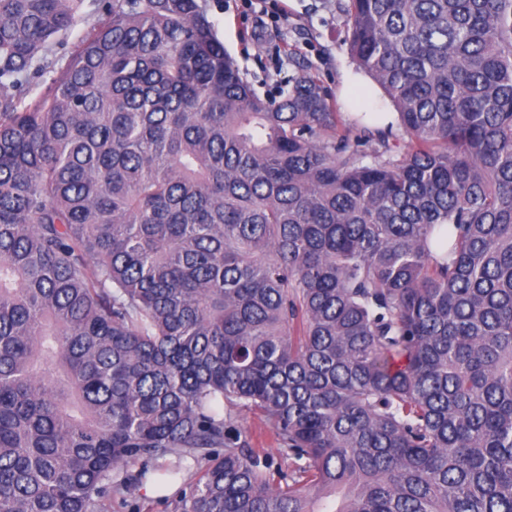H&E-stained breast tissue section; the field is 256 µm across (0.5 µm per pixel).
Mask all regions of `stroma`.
<instances>
[{
	"label": "stroma",
	"instance_id": "1",
	"mask_svg": "<svg viewBox=\"0 0 512 512\" xmlns=\"http://www.w3.org/2000/svg\"><path fill=\"white\" fill-rule=\"evenodd\" d=\"M344 2L278 0L274 19L264 15V0H209V17L259 95L274 91L297 64L331 87L342 112L343 77L355 66L345 41Z\"/></svg>",
	"mask_w": 512,
	"mask_h": 512
}]
</instances>
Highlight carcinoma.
<instances>
[{
    "label": "carcinoma",
    "mask_w": 512,
    "mask_h": 512,
    "mask_svg": "<svg viewBox=\"0 0 512 512\" xmlns=\"http://www.w3.org/2000/svg\"><path fill=\"white\" fill-rule=\"evenodd\" d=\"M85 2L0 0V512L184 457L174 512H512V0H347L395 131L259 96L207 0L56 69ZM237 419L240 425L248 428L253 435L255 448H265V451L280 461L279 447L273 435L264 429L263 424L252 411L242 409L237 412Z\"/></svg>",
    "instance_id": "1"
}]
</instances>
